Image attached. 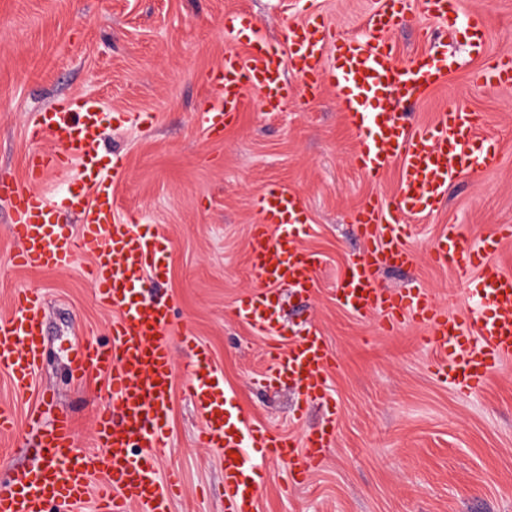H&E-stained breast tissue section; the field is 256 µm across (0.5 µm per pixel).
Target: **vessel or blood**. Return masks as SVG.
<instances>
[{"label":"vessel or blood","instance_id":"vessel-or-blood-1","mask_svg":"<svg viewBox=\"0 0 512 512\" xmlns=\"http://www.w3.org/2000/svg\"><path fill=\"white\" fill-rule=\"evenodd\" d=\"M402 14V0H388L383 12L369 17L371 34L364 39L335 35L317 18L289 25L287 52L258 39L245 53L227 49L211 71L210 106L199 119L217 137L250 100L263 111H280L289 72L307 91L335 90L336 110L359 138L354 167L373 182L392 165L400 167L393 194L369 197L351 216L368 248L339 277L336 302L357 315L378 316L388 331L404 323L418 327L443 357L438 373L467 394L512 360V274L492 261L512 239V225H501L486 246L476 248L451 224L431 248L435 264L458 273L477 306L474 317L449 314L420 286L403 292L381 287L383 267L405 266L414 257L406 222L430 214L463 173L498 160L496 144L478 137L480 113L451 110L411 126L398 112L399 103L423 98L441 84L453 65L444 53L400 65L389 32ZM472 80L511 90L512 59L484 65ZM104 111L97 100L75 97L38 112L33 133L56 147L30 155L25 177L1 180L0 194L11 201L14 267L65 269L78 255L90 257L95 292L118 318L111 342L85 340L70 359L69 373L77 381L91 374L104 378L117 408L97 415L88 449L77 447L70 415L57 413L41 435L43 463L14 473L10 491L0 494V512H76L95 481L101 487L97 512H171L175 483L162 478L157 458L167 446L174 393L172 305L165 297H142L167 274L169 240L120 213L116 191L124 162L119 156L104 160L99 152ZM74 161L85 188L69 194L65 206L78 213L77 230L60 222V207L37 188L49 172ZM253 209L258 221L248 247L258 285L237 303L235 314L252 329L275 335L272 377L294 387L300 401L321 400L325 420L299 439L254 423L226 392L221 374L206 366L204 351H197L189 390L201 416L202 441L222 453L226 512H258L265 477L251 465L252 454L288 463L299 484L336 438V402L325 386L335 353L314 326L290 340L279 336L280 304L271 296L284 286L310 298L319 286V257L302 244L309 224L305 202L296 191L272 184ZM44 317L43 297L26 290L16 295L13 315L0 319V368L18 390L29 389L42 365Z\"/></svg>","mask_w":512,"mask_h":512}]
</instances>
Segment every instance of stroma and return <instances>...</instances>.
Returning a JSON list of instances; mask_svg holds the SVG:
<instances>
[{
	"label": "stroma",
	"instance_id": "1",
	"mask_svg": "<svg viewBox=\"0 0 512 512\" xmlns=\"http://www.w3.org/2000/svg\"><path fill=\"white\" fill-rule=\"evenodd\" d=\"M462 11H482L485 56L471 52L464 29L448 37L458 69L409 109L411 124L433 122L457 108L481 112L483 135L496 140L499 165L463 175L436 211L410 221L414 263L382 272L389 289L421 285L449 312L467 316L474 305L450 269L428 254L442 228L457 225L481 247L497 225H512V92L473 83L472 70L512 56V0H459ZM383 0H0V178H23L29 153L51 149L34 135L31 114L66 97L85 95L110 113L103 153L122 155L117 190L122 213L170 240V276L156 292L175 301L173 360L176 388L170 441L158 457L175 472L172 512H224V468L219 449L205 445L196 407L186 391L201 346L224 387L256 423L303 436L321 426L318 403L299 404L295 392L268 381L272 335L256 331L232 308L251 293L247 240L256 216L252 199L272 181L301 194L309 213L304 246L321 254L313 298H286L280 332L321 329L335 351L326 375L336 401V442L304 484H293L287 464L267 461L259 512H512V361L468 395L438 376L441 356L411 325L386 331L378 319L336 303V280L349 258L367 245L352 213L372 195H391L400 167L372 183L352 165L357 139L336 110V94L303 96L289 77L290 96L277 112L250 103L223 139L207 136L198 111L208 95L209 70L227 48H243L244 33H228L224 15L248 13L256 33L287 48L288 27L321 18L335 31L368 37L369 16ZM409 25L390 36L402 62L427 51L415 26L436 29L420 0H408ZM10 210L0 199V316L11 298L35 289L45 298L48 353L27 393H17L0 369V408L15 417L0 434V492L9 473L38 460L40 432L32 409L49 425L57 411L73 417L78 446L91 442L96 413L113 404L104 379L68 376L69 359L84 340H108L115 317L89 278L90 259L66 269H18ZM193 344H186L185 336Z\"/></svg>",
	"mask_w": 512,
	"mask_h": 512
}]
</instances>
